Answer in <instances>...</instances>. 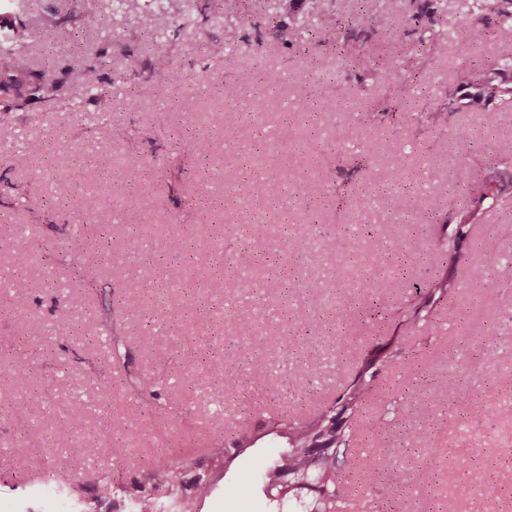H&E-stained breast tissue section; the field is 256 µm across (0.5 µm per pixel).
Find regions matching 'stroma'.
Listing matches in <instances>:
<instances>
[{
	"mask_svg": "<svg viewBox=\"0 0 512 512\" xmlns=\"http://www.w3.org/2000/svg\"><path fill=\"white\" fill-rule=\"evenodd\" d=\"M373 3L387 31L371 34L360 54L343 62L336 27L349 21L365 29L361 0H97L98 24L63 39L49 31L47 9L67 12L68 0H36L26 13L0 14L2 22L43 32L29 60L52 85L48 98H18L11 133L0 137V283L12 286L0 298V512H58L69 495L53 468L60 456L69 460L67 479L79 497L95 512H112L111 498L97 490L104 473L130 487L147 473L153 449L200 455L224 425L254 424L275 411L309 413L335 397L361 354L384 348L392 362L376 381L355 448H379L387 460L401 461L412 490L396 499L394 512H443L458 496V459L477 448L485 451L473 472L481 492L460 496V512H512V418L491 413L512 387V286L486 295L473 286L498 257L512 255V188L495 205L478 203L456 157L463 137L475 165L512 158V112L495 103L465 106L438 126L427 116L440 102L425 95L512 57V26L490 25L487 38L473 42L467 31L479 17L464 0ZM420 10L448 29L445 50L424 69L416 64L422 32L413 20ZM155 11L169 26L144 32L142 17ZM270 20L308 28L309 41L261 42ZM229 30L235 51L224 60L208 55L207 43ZM100 56L106 82L97 96L79 97L75 69ZM309 56L316 67L298 83L295 73ZM382 57L398 59L401 76L422 88L419 123L397 115L380 126L361 123L369 102L356 79L366 61ZM160 70L171 73L170 84L155 83ZM254 72L273 80L255 82L244 101L226 95V78ZM319 90L335 99V111L317 107ZM228 122L251 145L247 156L225 143ZM122 127L141 133L136 149L147 170L136 180L117 162L127 151L113 135ZM187 135L208 139L205 158L177 153L176 141ZM61 140L78 174L56 166ZM395 164L411 190L378 195V182ZM328 180L346 181L348 194L309 200L310 186ZM439 182L447 194L435 192ZM75 193L83 200L78 210L68 203ZM465 209L478 217L463 227ZM103 228L111 247L101 280L86 285L72 267L62 274L64 287H50L60 252L72 251L78 263L97 261ZM315 229L329 249L298 257L294 240ZM459 229L461 261L426 262L424 251ZM397 239L410 250L401 267L385 252ZM272 251L278 262L255 265L247 283L225 280L224 262ZM354 263L385 267L387 287L371 298L351 290L346 274ZM174 268L185 270L188 286L172 313L166 274ZM436 277L467 289L419 328L355 313L372 301L391 310L404 287L422 289ZM130 278L139 280V294H127ZM228 314L235 318L231 340ZM106 315L123 325L136 373H168L162 406H141L123 392L126 373L113 367L112 345L98 336ZM253 355L267 374L254 377L251 396L225 397L212 368L251 375ZM452 365L464 380L454 397ZM422 368L430 382L419 378ZM285 375L293 394L282 389ZM50 415L70 421L73 446H57L43 426ZM114 425L126 429L120 458L113 455ZM420 425L423 449L413 452L407 433ZM284 447L272 433L217 468L197 512H271L258 475ZM428 464L436 474L430 485L421 481Z\"/></svg>",
	"mask_w": 512,
	"mask_h": 512,
	"instance_id": "stroma-1",
	"label": "stroma"
}]
</instances>
